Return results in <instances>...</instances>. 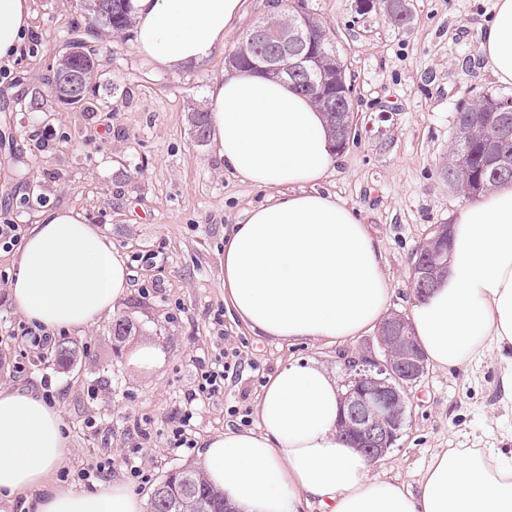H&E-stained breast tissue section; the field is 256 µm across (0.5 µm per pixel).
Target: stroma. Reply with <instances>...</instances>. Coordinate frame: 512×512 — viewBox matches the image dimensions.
I'll list each match as a JSON object with an SVG mask.
<instances>
[{
    "instance_id": "stroma-1",
    "label": "stroma",
    "mask_w": 512,
    "mask_h": 512,
    "mask_svg": "<svg viewBox=\"0 0 512 512\" xmlns=\"http://www.w3.org/2000/svg\"><path fill=\"white\" fill-rule=\"evenodd\" d=\"M305 4L336 45L352 84L353 129L323 189L369 224L391 287L388 312L409 315L411 266L436 225L452 223L468 199L450 188L440 167L463 101L498 91L482 52L493 0H409L408 26L359 0H249L244 17L207 61L171 70L141 58L133 37L100 31L93 38L100 76L82 105L52 92V68L75 30L89 25L84 0H35V14L9 77L0 79V222L30 227L46 210H81L120 251L130 272L127 298L95 325L56 333L76 343L69 367L26 358V320L7 286L15 250L0 249V386L50 390L70 451L54 482L81 493L84 459L112 458V478L142 498L170 470L198 463L210 437L257 429L255 408L267 378L287 361L325 367L346 384L350 358L376 353L370 330L334 344H295L245 331L224 305V234L265 199L240 182L195 137L193 116L210 109L208 90L227 72L225 58L267 14ZM130 320L124 342L112 323ZM149 343L160 362L138 368L130 354ZM227 361L237 374L214 397L198 394L201 368ZM506 366L487 352L467 366H427L411 389L396 444L370 475L416 490L441 448L512 450V405ZM192 411L193 448H174L173 429ZM134 461L146 482L131 477Z\"/></svg>"
}]
</instances>
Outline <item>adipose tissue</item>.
<instances>
[{"mask_svg":"<svg viewBox=\"0 0 512 512\" xmlns=\"http://www.w3.org/2000/svg\"><path fill=\"white\" fill-rule=\"evenodd\" d=\"M33 0H0V62L17 51ZM134 49L170 68L224 45L244 0H131ZM483 53L497 84L512 86V0H495ZM217 155L264 203L224 237V304L254 336L288 343L348 340L382 320L390 289L378 239L355 210L321 193L334 169L326 116L287 84L237 72L209 91ZM13 308L53 333L109 316L129 290L121 253L83 213L48 210L15 258ZM411 324L426 358L452 369L512 350V184L462 208L448 270L416 302ZM341 390L324 368L288 361L269 376L259 431L211 438L200 465L237 512H512V454L444 448L416 491L368 476L371 463L336 427ZM69 452L61 411L41 394L0 388V497L42 489L35 512H143L113 482L92 492L50 486Z\"/></svg>","mask_w":512,"mask_h":512,"instance_id":"obj_1","label":"adipose tissue"}]
</instances>
